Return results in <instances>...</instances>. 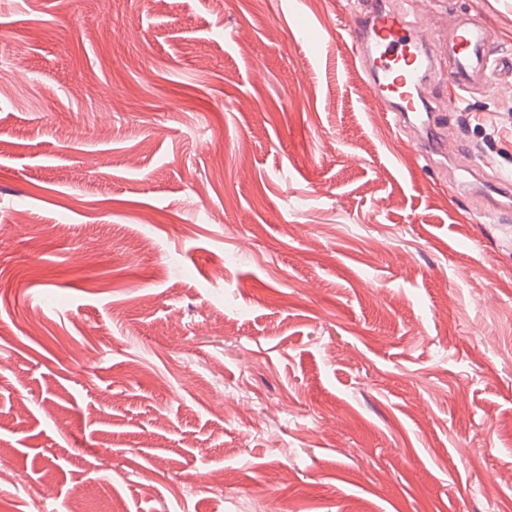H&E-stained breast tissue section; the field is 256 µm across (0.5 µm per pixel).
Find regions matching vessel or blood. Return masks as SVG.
Listing matches in <instances>:
<instances>
[{
    "label": "vessel or blood",
    "mask_w": 512,
    "mask_h": 512,
    "mask_svg": "<svg viewBox=\"0 0 512 512\" xmlns=\"http://www.w3.org/2000/svg\"><path fill=\"white\" fill-rule=\"evenodd\" d=\"M355 59L362 64L376 102L407 132H436L419 141L425 159L447 157L439 135L446 112L459 111L464 98L493 83L512 82V57L496 56L491 35L475 16L461 14L449 29L442 52H435L421 22L399 11L378 10L348 33ZM444 87V96L423 94V87Z\"/></svg>",
    "instance_id": "b4317fda"
}]
</instances>
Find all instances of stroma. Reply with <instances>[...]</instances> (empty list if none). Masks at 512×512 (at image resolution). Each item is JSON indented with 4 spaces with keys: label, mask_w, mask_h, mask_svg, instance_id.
Masks as SVG:
<instances>
[{
    "label": "stroma",
    "mask_w": 512,
    "mask_h": 512,
    "mask_svg": "<svg viewBox=\"0 0 512 512\" xmlns=\"http://www.w3.org/2000/svg\"><path fill=\"white\" fill-rule=\"evenodd\" d=\"M408 8L512 54V0ZM360 10L0 0V504L512 512V196L449 183L512 175V96L431 172Z\"/></svg>",
    "instance_id": "obj_1"
}]
</instances>
